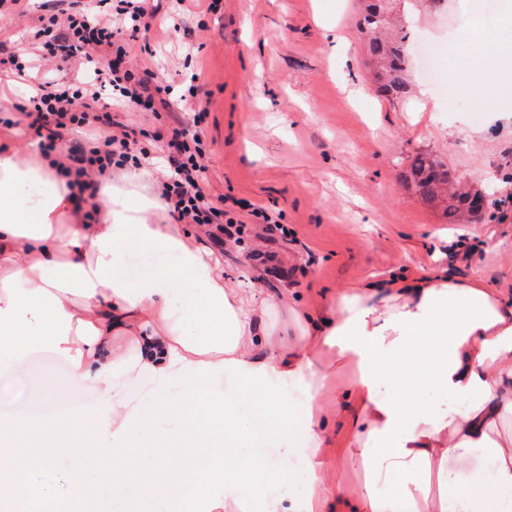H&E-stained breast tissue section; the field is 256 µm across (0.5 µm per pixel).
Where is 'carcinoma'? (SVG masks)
I'll return each instance as SVG.
<instances>
[{
    "label": "carcinoma",
    "instance_id": "1",
    "mask_svg": "<svg viewBox=\"0 0 512 512\" xmlns=\"http://www.w3.org/2000/svg\"><path fill=\"white\" fill-rule=\"evenodd\" d=\"M361 25L368 33V53L379 92L391 99L406 97L410 93L405 74L406 36L394 33L396 24L388 0H367ZM406 182L426 201L444 204L443 215L450 224L467 214L475 216L474 200L461 187L450 184L446 165L428 153L412 158Z\"/></svg>",
    "mask_w": 512,
    "mask_h": 512
}]
</instances>
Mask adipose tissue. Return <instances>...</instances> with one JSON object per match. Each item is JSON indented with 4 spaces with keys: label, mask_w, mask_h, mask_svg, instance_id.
<instances>
[{
    "label": "adipose tissue",
    "mask_w": 512,
    "mask_h": 512,
    "mask_svg": "<svg viewBox=\"0 0 512 512\" xmlns=\"http://www.w3.org/2000/svg\"><path fill=\"white\" fill-rule=\"evenodd\" d=\"M146 167L102 179L92 223L68 176L42 158L38 143L0 148V367L38 349L66 359L71 376L94 385L101 407L86 427L57 420L0 421V512H66L85 505L94 480L122 497L128 482L158 485L165 512H245L234 488L248 478L261 512H512V301L480 280L438 269L394 275L337 293L307 315L290 348L271 346L262 313L270 297L228 285L194 232L164 223L162 200L147 192ZM154 251L153 273L129 277L136 249ZM133 337L126 355L114 340ZM355 367L337 411H349L345 438L365 480L348 492L319 460L327 425L323 357ZM450 401L436 416L413 399L420 372ZM232 374L236 393L264 417V432L243 425L213 382ZM146 379L144 399L122 391ZM305 379L301 410L271 390L276 379ZM181 422L206 455L188 462L182 443L158 427ZM291 434L272 457L242 462L239 447L262 434ZM69 448L85 451L65 496L35 492L31 475ZM495 469L491 488L452 496L448 487L474 453ZM302 459V494L266 495L271 468ZM405 471L408 483L379 497L377 484Z\"/></svg>",
    "instance_id": "obj_1"
}]
</instances>
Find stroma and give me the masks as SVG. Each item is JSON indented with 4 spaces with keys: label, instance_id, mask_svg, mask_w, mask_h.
Instances as JSON below:
<instances>
[{
    "label": "stroma",
    "instance_id": "35a3bbf8",
    "mask_svg": "<svg viewBox=\"0 0 512 512\" xmlns=\"http://www.w3.org/2000/svg\"><path fill=\"white\" fill-rule=\"evenodd\" d=\"M159 25L140 34L130 55L170 87L185 122L207 109L198 131L208 154V192L225 197V210L243 223L239 241L217 239L193 225L230 287L248 273L290 301L266 317L276 345L295 342L300 317L321 310L336 292L382 281L394 273L421 276L446 268L481 278L512 299V129L480 130L484 106L465 91L449 103L431 70L458 72L486 85L494 66L476 69V39L451 44L466 26L465 0H394L406 21L410 95L378 97L371 80L361 0H148ZM43 0H21L0 15V49L24 47ZM438 46L423 56L420 39ZM150 43L153 53L141 51ZM143 128L138 148L165 156L172 119L159 110L135 116ZM437 156L451 174L482 188L487 217L451 224L403 181L409 158ZM246 200L280 218L284 232L237 207ZM57 357L48 353L24 366L25 398L67 385ZM347 414L329 415L324 456L343 486L358 490L362 471L338 454Z\"/></svg>",
    "mask_w": 512,
    "mask_h": 512
}]
</instances>
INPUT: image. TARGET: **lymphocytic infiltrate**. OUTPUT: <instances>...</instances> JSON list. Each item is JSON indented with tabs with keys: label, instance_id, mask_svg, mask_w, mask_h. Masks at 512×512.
<instances>
[{
	"label": "lymphocytic infiltrate",
	"instance_id": "lymphocytic-infiltrate-1",
	"mask_svg": "<svg viewBox=\"0 0 512 512\" xmlns=\"http://www.w3.org/2000/svg\"><path fill=\"white\" fill-rule=\"evenodd\" d=\"M153 19L145 0H118L115 11L101 13L82 5L51 15L33 32L27 48L6 59L7 73L37 84L22 114L45 152H58L59 142L72 126L110 129L105 139L78 141L66 152H58L60 164L74 166L81 191L96 193L97 179L111 167L113 156L128 154L137 141L135 129L117 124L113 111L131 115L170 106L152 71L136 73L124 65L127 40L150 28ZM56 56L78 61L77 76L66 81L50 76L44 65ZM102 103L107 106L103 112L98 109ZM205 155L199 133L183 126L173 128L160 197L169 214L185 224L224 222V209L206 188Z\"/></svg>",
	"mask_w": 512,
	"mask_h": 512
}]
</instances>
